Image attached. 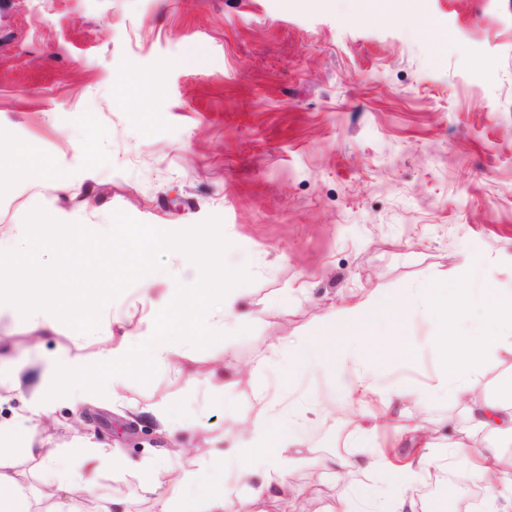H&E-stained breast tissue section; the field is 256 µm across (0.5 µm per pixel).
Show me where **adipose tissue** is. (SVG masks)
<instances>
[{"label": "adipose tissue", "mask_w": 512, "mask_h": 512, "mask_svg": "<svg viewBox=\"0 0 512 512\" xmlns=\"http://www.w3.org/2000/svg\"><path fill=\"white\" fill-rule=\"evenodd\" d=\"M476 305L483 308L487 327L472 341L462 334L460 325ZM413 308L426 309L435 316L433 345L442 360L451 362L455 381L440 380L423 391L378 390L372 370L388 364L392 354L405 347L407 340L398 318ZM138 342L140 349L135 353L122 343L100 350L97 365L112 372L108 388L94 384L76 358L55 359L45 381L31 394L28 423L47 416L62 397L77 403L109 397L111 388L121 387L128 372H143L151 363L174 353L173 342L158 330L143 333ZM504 353L512 354V289L454 284L422 289L404 299L372 293L327 313L307 338L289 345L288 369L294 373L324 372L339 384L378 394L387 405L409 397L424 404L443 391L449 400L460 404L462 420L471 433L512 436V372L499 378L493 395L481 394L484 364ZM305 427V420L286 410L283 399L274 392L268 396L263 414L231 436L234 453L229 461L212 455L199 459L193 467L174 471L152 460L129 465L110 448L93 445L86 453L107 461L111 469L132 471L140 497L151 500L153 512H182L181 505L190 491L196 496V512H241L233 489L222 481L229 462L242 479L263 473V480L252 487L253 503L272 498L286 510L306 494L304 486L290 481L288 472V452ZM22 458L35 460L40 466L43 490L34 500L24 493L23 475L15 469L16 461ZM461 459L466 462L461 478L486 482L499 512H512V454L496 448L458 444L440 454L420 453L403 464L372 450L359 458L321 455L313 467L317 472L337 475L352 468L383 471L396 487L392 501H380L378 493L366 492L358 499L338 498L326 505L324 512H360L363 500L374 501L376 512H406L416 498L431 489L433 470ZM72 493L73 484L59 472L55 456L22 440L20 426L0 422V512H77Z\"/></svg>", "instance_id": "obj_1"}]
</instances>
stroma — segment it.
Returning <instances> with one entry per match:
<instances>
[{
	"mask_svg": "<svg viewBox=\"0 0 512 512\" xmlns=\"http://www.w3.org/2000/svg\"><path fill=\"white\" fill-rule=\"evenodd\" d=\"M418 2L408 20L382 7L355 18L352 0H0V135L83 185L64 197L47 189L48 173L0 161V251L19 249L38 207L99 233L117 211L149 225L217 217L225 264L251 276L245 318L223 344H184L129 375L117 400L54 404L34 444L59 454L72 479L92 467L86 441L175 469L230 450L229 435L276 387L309 419L289 477L313 506L386 485L378 471L313 474L314 455L355 453L354 425L392 458L447 444L446 397L363 413L326 373L291 377L272 356L275 341H298L359 295L453 280L512 287V0ZM192 46L201 61L180 65ZM132 76L155 78L148 98L128 88ZM184 260L169 252L103 308L115 336L152 327ZM403 329L410 344L376 371L380 387L443 370L433 316L407 311ZM102 346L62 323L38 330L0 314V421L28 416L32 386L61 353L90 359ZM214 369L237 384L214 390ZM331 397L346 407L328 421L319 401ZM163 402L187 427L178 457L163 455L167 434L143 411ZM406 413L424 435L385 422ZM485 497L440 473L414 510L479 512Z\"/></svg>",
	"mask_w": 512,
	"mask_h": 512,
	"instance_id": "stroma-1",
	"label": "stroma"
}]
</instances>
